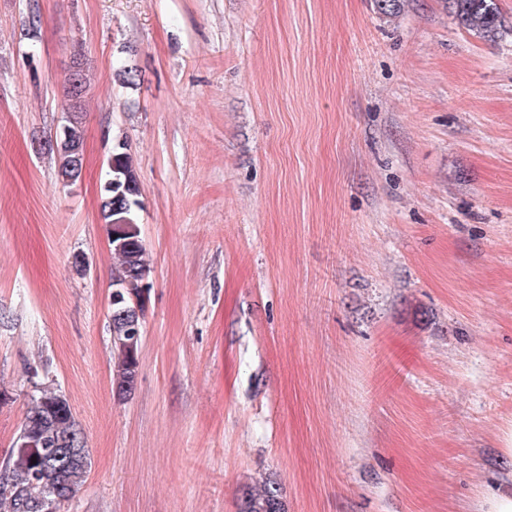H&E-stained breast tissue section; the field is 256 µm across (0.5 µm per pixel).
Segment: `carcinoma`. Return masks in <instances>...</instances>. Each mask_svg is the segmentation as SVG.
<instances>
[{
	"mask_svg": "<svg viewBox=\"0 0 512 512\" xmlns=\"http://www.w3.org/2000/svg\"><path fill=\"white\" fill-rule=\"evenodd\" d=\"M451 7L459 24L466 30L484 38L500 34L502 25L493 0H451ZM83 109L82 102L68 107L67 141L47 143V149L59 156L58 176L65 183L73 184L81 177V169L73 161V150L84 143ZM108 167L107 178L100 191L101 217L110 236L117 229L125 228L123 246L112 249V282L137 285L149 279L151 265L136 221L140 208V185L129 144L120 136L112 138ZM143 313L142 301L136 310L118 303L110 312L114 353L112 384L120 395L130 392L136 385L141 348L139 341L128 343L127 322L132 318L142 322ZM67 436L75 448L85 440L67 398L54 386L39 383V388L28 402L12 455L6 461L11 477L8 485L0 484V512H42L37 504L44 497L49 483L62 486L67 500L75 495L91 465L88 448H83L84 457L73 460L62 473L43 472L46 462L42 453ZM242 512H284L277 486L266 480L249 486L244 492Z\"/></svg>",
	"mask_w": 512,
	"mask_h": 512,
	"instance_id": "cac0c4a2",
	"label": "carcinoma"
}]
</instances>
